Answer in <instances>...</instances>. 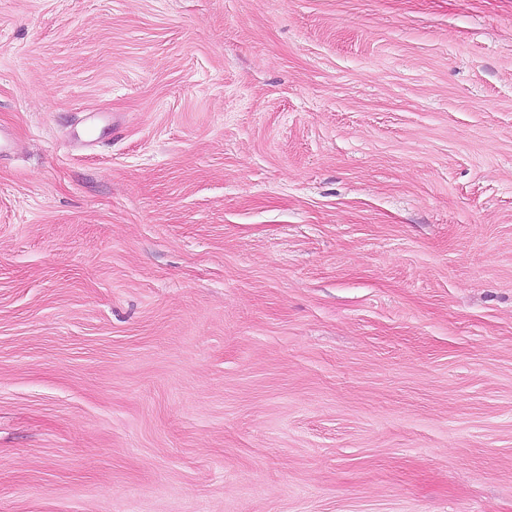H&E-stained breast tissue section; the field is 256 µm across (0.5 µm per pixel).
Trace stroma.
<instances>
[{
    "label": "stroma",
    "instance_id": "obj_1",
    "mask_svg": "<svg viewBox=\"0 0 512 512\" xmlns=\"http://www.w3.org/2000/svg\"><path fill=\"white\" fill-rule=\"evenodd\" d=\"M0 127V512H512V0H0Z\"/></svg>",
    "mask_w": 512,
    "mask_h": 512
}]
</instances>
